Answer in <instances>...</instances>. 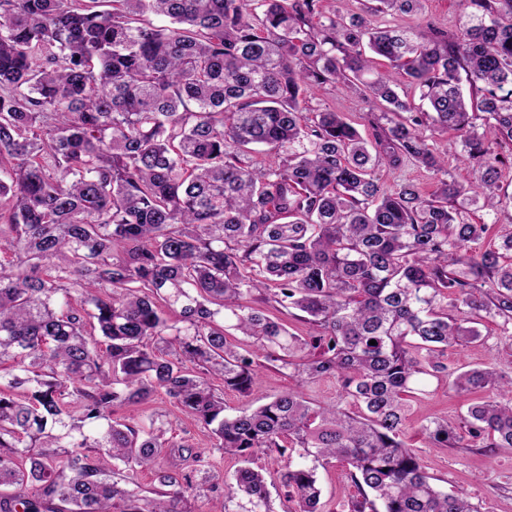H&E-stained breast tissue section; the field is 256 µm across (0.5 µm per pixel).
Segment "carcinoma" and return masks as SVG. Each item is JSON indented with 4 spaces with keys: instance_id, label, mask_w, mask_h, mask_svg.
I'll return each mask as SVG.
<instances>
[{
    "instance_id": "carcinoma-1",
    "label": "carcinoma",
    "mask_w": 512,
    "mask_h": 512,
    "mask_svg": "<svg viewBox=\"0 0 512 512\" xmlns=\"http://www.w3.org/2000/svg\"><path fill=\"white\" fill-rule=\"evenodd\" d=\"M320 2L0 0V512H190L216 489L206 456L158 413L117 416L159 393L241 463L224 512H273L260 454L285 461L291 512H324L332 462L357 490L333 512H487L432 482L405 427L445 379L470 402L420 426L430 447L512 448V375L443 359L485 320L512 342V224L465 216L512 210V0H459L451 32L375 24L422 0ZM336 85L383 104L371 139L311 111ZM428 131L457 134L468 182ZM407 162L431 192L382 188ZM268 367L334 376L337 400L226 413L214 383L248 394ZM377 175L386 190H392L402 180L413 181L424 191H430L433 188V174L413 162H407L396 170L382 168L377 172Z\"/></svg>"
}]
</instances>
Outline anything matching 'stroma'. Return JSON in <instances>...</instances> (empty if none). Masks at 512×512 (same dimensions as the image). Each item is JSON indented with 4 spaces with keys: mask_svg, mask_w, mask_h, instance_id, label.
<instances>
[{
    "mask_svg": "<svg viewBox=\"0 0 512 512\" xmlns=\"http://www.w3.org/2000/svg\"><path fill=\"white\" fill-rule=\"evenodd\" d=\"M311 108L329 107L344 113L363 134L370 135L371 128L366 114L369 104L361 101L343 87H326L313 91ZM483 341L461 349H451L445 355L446 361L456 367H478L497 363L499 368L511 366L498 356L504 346L495 322H486L481 328ZM299 387L307 397L322 403L334 402L338 385L335 377H324L313 383L296 384L295 380L268 368L260 370L250 395H242L228 390L224 393V403L228 411L255 406L281 391ZM464 399L448 383L428 380L421 394L411 398L406 421L408 443L418 450L427 473L435 484L448 492H463L473 501L482 503L489 512H512V448H497L491 452L476 450L432 448L420 432L421 424L429 417L448 413L450 418H458L463 410ZM149 411L166 414L170 422V433L175 438H186L198 447L210 446L207 432L194 421L181 413L172 399L165 395L156 396L149 404Z\"/></svg>",
    "mask_w": 512,
    "mask_h": 512,
    "instance_id": "35a3bbf8",
    "label": "stroma"
}]
</instances>
